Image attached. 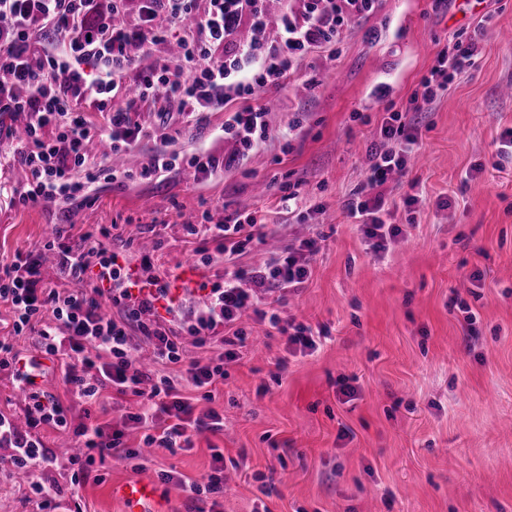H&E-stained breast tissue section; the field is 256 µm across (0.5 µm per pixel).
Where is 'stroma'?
Segmentation results:
<instances>
[{
    "mask_svg": "<svg viewBox=\"0 0 512 512\" xmlns=\"http://www.w3.org/2000/svg\"><path fill=\"white\" fill-rule=\"evenodd\" d=\"M477 39L472 66L454 77L425 111L411 113L417 156L383 190L400 236L387 252L370 249L345 203L366 182L370 148L379 143L387 106L420 88L435 53L450 40ZM512 0H377L374 11L345 26L330 50L303 56L287 84L252 104L276 106L272 132L239 166L202 179L180 164L144 179L143 162L162 150L151 140L131 152L133 179H100L91 202L23 206L11 192L28 171L0 170V256L43 247L55 225L72 235L107 231L130 242L128 265L142 252L156 270L179 274L196 265L204 283L224 273L223 255L201 263L186 218L253 217L266 233L235 255L258 267L296 253L310 276L274 294V313L323 329L316 350L287 345L269 321L245 316L251 339L224 365L213 401L220 430L189 448L146 446V431L123 416L133 397L104 390L95 404L77 398L59 363L45 362V389L65 407L69 429L31 430L54 455L45 475L61 489L56 512H127L114 486L154 482L159 512H512ZM205 124L179 121L174 151L233 156V141ZM297 193V201L283 197ZM414 205H405L406 197ZM315 239L316 251L302 249ZM481 272V281L471 278ZM355 387L341 394L342 383ZM82 423L124 429L125 447L144 468L110 459L99 478L72 485L81 464L63 454ZM224 453V491L191 498L161 482L175 471L193 480L213 472ZM0 512H41L17 471L0 467Z\"/></svg>",
    "mask_w": 512,
    "mask_h": 512,
    "instance_id": "stroma-1",
    "label": "stroma"
}]
</instances>
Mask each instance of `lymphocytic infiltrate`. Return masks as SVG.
Masks as SVG:
<instances>
[{
  "label": "lymphocytic infiltrate",
  "mask_w": 512,
  "mask_h": 512,
  "mask_svg": "<svg viewBox=\"0 0 512 512\" xmlns=\"http://www.w3.org/2000/svg\"><path fill=\"white\" fill-rule=\"evenodd\" d=\"M129 1L0 0V20L10 22L8 36L0 38V121L19 113L29 118L25 139L13 151L0 154V169L18 164L31 174L16 203L89 201V186L112 166L106 154L88 159L86 142L98 138L113 151L133 152L142 140L155 136L175 141L173 110L193 115L250 97L258 89L283 85L301 57L330 46L352 16L374 9V0H302L301 10L286 2L272 17L263 0H207L203 10L199 0H137L132 15ZM246 18L255 28L273 30V37L239 43L235 35ZM167 43L179 48L171 65L137 72L135 84H128L127 75L135 65L130 46L138 45L149 54ZM476 52L472 41L444 46L422 80L421 92L411 96L404 109L387 110L380 127L382 145L371 150L366 180L378 192L372 196L359 191L347 205L376 251H385L388 240L399 233L390 222V203L380 187L391 175L406 172L418 142L408 113L424 111L454 73L471 65ZM87 64L93 66L94 75L84 72ZM19 87L24 90L20 96L15 93ZM85 103L97 107L102 122L84 115ZM267 114L263 105L230 111L220 130L241 151H249L256 139L269 136ZM199 234L216 242L218 251L228 256L265 238L261 225L238 213L201 225ZM49 246L71 283L67 292L44 280L34 252L16 253L9 261L0 257V308L9 313L14 332L36 336L41 352L62 358L64 380L78 398L97 400L108 387L116 394L133 396V410L125 419L147 428L148 444L189 448L194 434L219 430L222 416L213 409L196 414L183 391L188 388L200 392L204 400H213L216 384L224 379L223 363L203 365L185 356L175 329L183 315L168 304V282L154 274L150 258L142 259L140 274H132L120 263L119 252L90 231L75 247L69 232L59 229ZM308 275V268L292 254L257 268L225 264L222 280L213 283L204 306L191 313L188 329L203 343L221 338L225 361H232L247 340L238 321L250 309L259 319L269 320L288 344L314 347L312 327L280 321L258 305L260 293L303 283ZM106 300L117 309V316L104 311ZM162 301L167 304L163 318L157 312ZM45 312L51 313L52 322L42 321ZM133 331L141 337V345L150 347L153 363L178 369L179 379L155 377L144 370L139 345L129 338ZM0 367L11 369L28 388L30 427L66 425L60 402L40 388L38 360L20 357L0 341ZM73 434L75 447L87 451L86 466L106 462L120 452L128 458L133 455L123 447L121 429L82 423ZM3 443L12 445L14 452L0 458L1 466L22 471L29 488L44 502L59 495V488L46 483L39 467L48 459L49 449L18 433L11 421L0 416Z\"/></svg>",
  "instance_id": "1"
}]
</instances>
